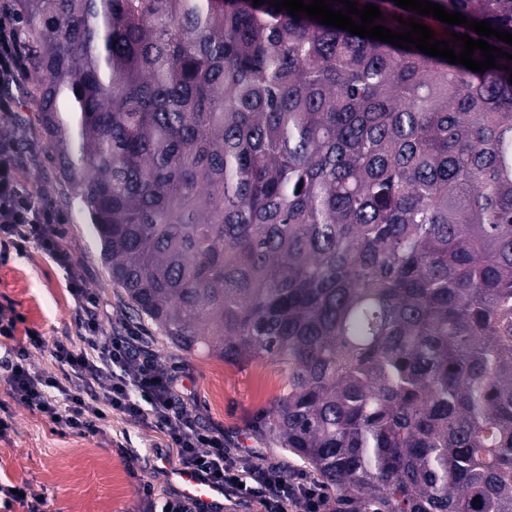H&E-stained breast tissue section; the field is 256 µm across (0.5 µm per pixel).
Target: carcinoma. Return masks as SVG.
<instances>
[{"label": "carcinoma", "mask_w": 512, "mask_h": 512, "mask_svg": "<svg viewBox=\"0 0 512 512\" xmlns=\"http://www.w3.org/2000/svg\"><path fill=\"white\" fill-rule=\"evenodd\" d=\"M15 2L52 162L132 313L280 368L253 430L327 512H512V61L253 0ZM432 2L512 32V0Z\"/></svg>", "instance_id": "1"}]
</instances>
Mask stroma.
<instances>
[{
	"mask_svg": "<svg viewBox=\"0 0 512 512\" xmlns=\"http://www.w3.org/2000/svg\"><path fill=\"white\" fill-rule=\"evenodd\" d=\"M30 85L26 75L13 86L17 107L12 113H0V131L18 133L24 187L66 218L68 248L85 270V287L99 301V319L105 328H120L128 322L123 290L113 284L101 260L100 246L79 201L69 195L53 169ZM9 306L24 313L28 326L45 340L42 348L31 352L33 367L56 371L55 341L77 340L66 271L34 247L12 256L7 265L0 266V307ZM139 329L148 352L177 379L187 411L201 425L222 431L227 448L249 449L260 461L279 465L288 477L307 474L305 464L258 441L251 431L256 412L271 406L283 384L277 366L266 361L229 365L217 358L184 355L150 322L140 323ZM9 413L11 428L0 436V484L25 486L29 498L44 499L46 512H146L138 491L141 475L152 477V498L157 503L181 488L175 455L149 428L116 416L96 437H63L52 431L39 412L15 403ZM126 448L137 451L135 463H127L122 454Z\"/></svg>",
	"mask_w": 512,
	"mask_h": 512,
	"instance_id": "35a3bbf8",
	"label": "stroma"
}]
</instances>
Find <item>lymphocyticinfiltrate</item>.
Masks as SVG:
<instances>
[{"label": "lymphocytic infiltrate", "instance_id": "1", "mask_svg": "<svg viewBox=\"0 0 512 512\" xmlns=\"http://www.w3.org/2000/svg\"><path fill=\"white\" fill-rule=\"evenodd\" d=\"M23 65L16 24L0 13V112H10L15 105L12 87ZM19 164L15 139L0 132V265L33 242L67 269L80 346L56 343L58 373L35 370L30 351L42 346V337L34 335L27 343H18L16 334L26 324V316L13 309L0 312V340L10 343L0 433L10 428L1 412L11 401L37 409L62 435H97L116 412L126 421L157 429L167 447L175 450L181 468L222 486L225 498L256 496L260 512H325L316 481L307 476L287 481L279 467L232 453L224 446L223 433L200 427L188 416L179 404L173 376L146 351L137 327L127 325L112 334L103 329L95 313L97 299L83 286V268L63 243V215L22 187Z\"/></svg>", "mask_w": 512, "mask_h": 512}]
</instances>
